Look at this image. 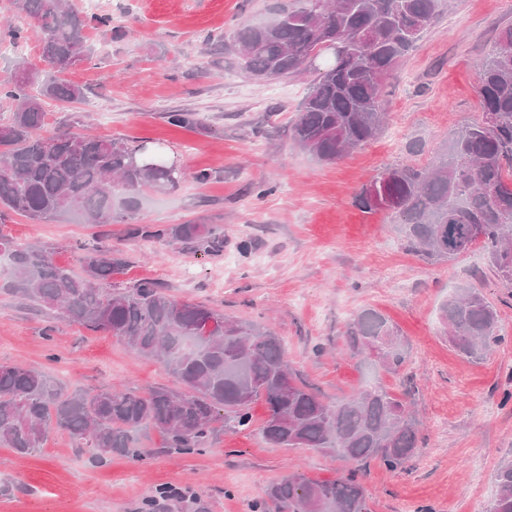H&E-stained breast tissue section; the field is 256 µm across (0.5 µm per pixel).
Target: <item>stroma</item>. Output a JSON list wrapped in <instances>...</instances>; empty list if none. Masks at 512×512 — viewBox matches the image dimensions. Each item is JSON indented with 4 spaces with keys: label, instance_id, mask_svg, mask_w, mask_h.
<instances>
[{
    "label": "stroma",
    "instance_id": "obj_1",
    "mask_svg": "<svg viewBox=\"0 0 512 512\" xmlns=\"http://www.w3.org/2000/svg\"><path fill=\"white\" fill-rule=\"evenodd\" d=\"M288 2L103 0L125 35L113 40L89 30L93 60L65 74L84 99L66 107L47 102L45 127L132 146L163 142L183 176L176 188L142 193L129 221L91 225L65 214L35 223L8 212L0 233L44 246L75 272L78 243L94 239L118 260L113 287L150 280L176 299L272 323L292 368L324 401L368 383L405 395L422 448L394 470L376 460L359 467L372 512H486L497 492L494 473L512 460V401L503 400L512 391V288L479 250L451 264H424L402 249L384 214L363 212L355 197L384 167L426 163L456 129L479 118L478 66L498 27L512 24V0H454L388 79L382 132L333 163L291 137L308 77L259 83L238 68L234 52L204 51L206 42L266 22ZM179 111L195 113L197 124L172 126L168 115ZM200 170L211 173L208 183L194 180ZM133 223L217 226L224 251L141 241L128 234ZM469 287L494 304L506 335L477 363L453 349L438 322L448 296ZM365 309L382 313L408 341L399 374L347 353L346 326ZM0 364L40 369L71 390L122 386L145 394L176 386L159 360L5 294ZM253 415L250 428L218 431L190 454L167 452L154 430L140 440L146 455L101 463L60 429L27 455L0 446V512H145L164 486L189 489L202 512H251L285 474L313 481L348 474L335 454L271 447L260 431L264 403Z\"/></svg>",
    "mask_w": 512,
    "mask_h": 512
}]
</instances>
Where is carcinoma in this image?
<instances>
[{
	"label": "carcinoma",
	"instance_id": "carcinoma-1",
	"mask_svg": "<svg viewBox=\"0 0 512 512\" xmlns=\"http://www.w3.org/2000/svg\"><path fill=\"white\" fill-rule=\"evenodd\" d=\"M30 29L7 24L0 42L35 38L50 75L24 68L0 84L13 111L0 122V207L35 222L64 214L108 224L129 215L146 189L177 186L181 172L162 144L130 147L119 138L45 129L44 102L71 105L82 90L64 74L92 61L87 30L115 35L108 14L89 16L65 0H12ZM449 0H296L263 25H242L222 49L237 51L241 70L258 80L311 73L297 110L293 138L333 162L374 139L385 123L382 92L392 71ZM476 94L482 118L463 126L424 165L398 164L374 178L382 195L363 189L367 211H387L402 247L424 262L457 259L483 249L499 282L512 286V25L500 29L479 64ZM131 235L166 240L188 251L219 255L224 231L206 224H136ZM81 272L58 266L51 253L0 235V293L57 312L88 330L104 331L137 355L159 359L185 390L68 391L43 371L0 364V445L18 454L43 447L62 429L95 460L135 450L149 429L174 453H192L222 428L251 425L262 400L266 441L279 448H316L362 465L380 459L397 468L420 449L419 422L409 404L383 386L363 387L329 404L298 381L279 336L266 324L229 317L205 305L176 300L154 282L112 287V251L79 245ZM439 320L452 346L483 359L504 336L495 307L477 288L448 297ZM347 350L397 374L409 358L398 330L382 315L360 313L346 332ZM488 512H512V462L496 475ZM252 512H370L357 474L327 482L288 474L271 483Z\"/></svg>",
	"mask_w": 512,
	"mask_h": 512
}]
</instances>
